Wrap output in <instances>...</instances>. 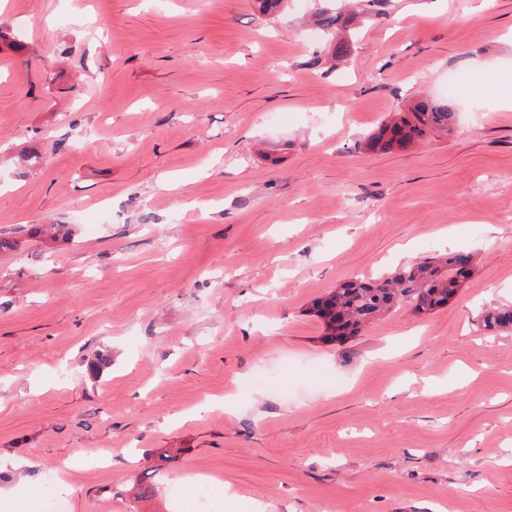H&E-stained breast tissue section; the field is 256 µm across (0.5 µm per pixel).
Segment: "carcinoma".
I'll list each match as a JSON object with an SVG mask.
<instances>
[{
	"label": "carcinoma",
	"mask_w": 512,
	"mask_h": 512,
	"mask_svg": "<svg viewBox=\"0 0 512 512\" xmlns=\"http://www.w3.org/2000/svg\"><path fill=\"white\" fill-rule=\"evenodd\" d=\"M359 19L354 12L326 7L316 13V25L328 35L338 32L345 37L331 44L337 58L352 54ZM454 112L448 99H418L406 112L381 124L365 142L368 150L407 147L424 136L452 130ZM470 273L458 267V255L429 258L392 276L341 283L324 300L312 304V311L324 321L331 339L357 335L363 326L390 311L401 301L412 305L418 314L431 313L447 304ZM486 331L512 330V309L489 310L482 316Z\"/></svg>",
	"instance_id": "cac0c4a2"
}]
</instances>
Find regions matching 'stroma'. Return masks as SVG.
Here are the masks:
<instances>
[{
    "label": "stroma",
    "mask_w": 512,
    "mask_h": 512,
    "mask_svg": "<svg viewBox=\"0 0 512 512\" xmlns=\"http://www.w3.org/2000/svg\"><path fill=\"white\" fill-rule=\"evenodd\" d=\"M324 5L0 0V512H512V0H383L344 59ZM458 71L451 133L365 149ZM448 252V304L325 341ZM470 274L458 267V254L433 257L392 276L345 281L325 300L314 301L311 311L324 321L327 338L355 336L401 301L418 314L433 312L456 295ZM482 324L484 329L491 333L512 330V309L489 310L483 314Z\"/></svg>",
    "instance_id": "stroma-1"
}]
</instances>
